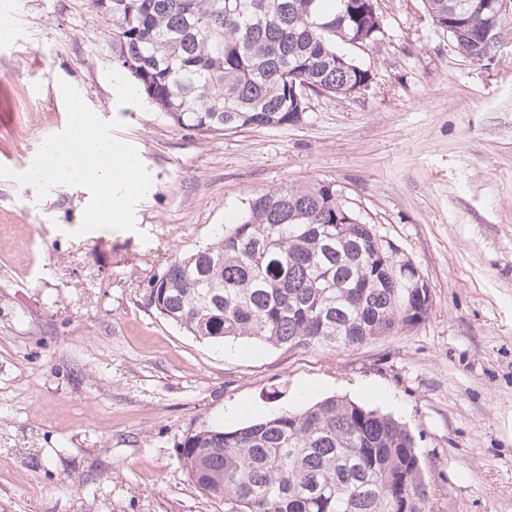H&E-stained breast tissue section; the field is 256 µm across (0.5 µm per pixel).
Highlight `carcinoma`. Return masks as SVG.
I'll list each match as a JSON object with an SVG mask.
<instances>
[{"instance_id": "obj_1", "label": "carcinoma", "mask_w": 512, "mask_h": 512, "mask_svg": "<svg viewBox=\"0 0 512 512\" xmlns=\"http://www.w3.org/2000/svg\"><path fill=\"white\" fill-rule=\"evenodd\" d=\"M458 51L502 44L498 0H423ZM112 59L171 122L205 133L294 126L303 86L345 97L369 86L350 48L380 40L376 0H91ZM421 270L393 258L376 225L331 183L248 200L217 241L174 258L148 304L202 340L247 337L347 349L425 320ZM189 476L234 512H432L423 463L402 422L346 397L180 443Z\"/></svg>"}]
</instances>
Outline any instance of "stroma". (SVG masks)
Returning <instances> with one entry per match:
<instances>
[{
    "label": "stroma",
    "mask_w": 512,
    "mask_h": 512,
    "mask_svg": "<svg viewBox=\"0 0 512 512\" xmlns=\"http://www.w3.org/2000/svg\"><path fill=\"white\" fill-rule=\"evenodd\" d=\"M357 97L304 121L184 130L112 59L90 0H12L0 39V165L20 173L65 130L75 86L152 177L133 232L77 235L85 188L0 177V512H229L178 445L344 396L411 429L434 512H512V30L492 63L458 53L422 0H377ZM341 187L426 277L417 327L353 350L196 339L148 283L214 242L257 193Z\"/></svg>",
    "instance_id": "1"
}]
</instances>
